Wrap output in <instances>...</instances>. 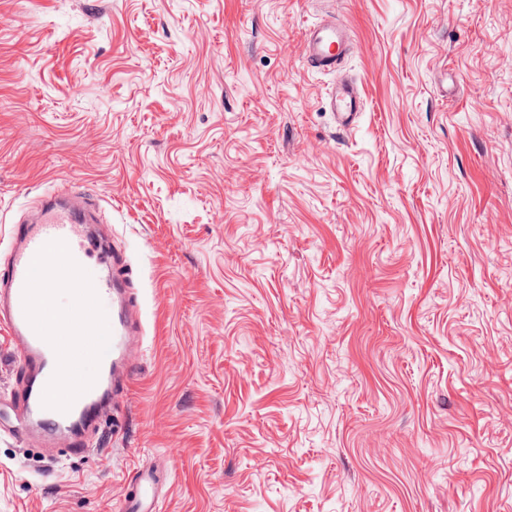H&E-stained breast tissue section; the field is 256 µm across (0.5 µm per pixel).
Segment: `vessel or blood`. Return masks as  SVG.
Listing matches in <instances>:
<instances>
[{
	"mask_svg": "<svg viewBox=\"0 0 512 512\" xmlns=\"http://www.w3.org/2000/svg\"><path fill=\"white\" fill-rule=\"evenodd\" d=\"M307 69L332 75L324 101L336 127L353 130L362 113L357 83L343 74L349 53L345 28L328 20L304 34ZM83 192L52 184L35 218L11 225L0 272V336L23 367L7 406L15 422L0 433L42 448L82 452L83 430L99 429L110 401L125 394L143 334L140 308L129 294L130 270L99 223ZM91 359L92 373L81 363ZM125 512H153L159 477L147 466L133 469Z\"/></svg>",
	"mask_w": 512,
	"mask_h": 512,
	"instance_id": "vessel-or-blood-1",
	"label": "vessel or blood"
}]
</instances>
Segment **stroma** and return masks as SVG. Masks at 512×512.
<instances>
[{
	"label": "stroma",
	"instance_id": "stroma-1",
	"mask_svg": "<svg viewBox=\"0 0 512 512\" xmlns=\"http://www.w3.org/2000/svg\"><path fill=\"white\" fill-rule=\"evenodd\" d=\"M59 181L143 353L87 452L0 438V512H122L139 462L157 512H512V0H0V235ZM303 62L313 72L333 76L324 101L336 127L343 132L353 130L362 113V96L357 83L340 74L349 53L346 29L336 20L315 22L304 34Z\"/></svg>",
	"mask_w": 512,
	"mask_h": 512
}]
</instances>
